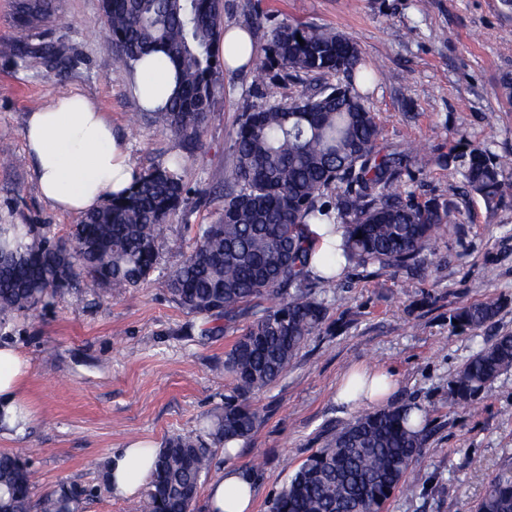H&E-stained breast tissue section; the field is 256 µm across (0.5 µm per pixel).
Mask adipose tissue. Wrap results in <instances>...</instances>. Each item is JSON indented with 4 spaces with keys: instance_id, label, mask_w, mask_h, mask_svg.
Returning <instances> with one entry per match:
<instances>
[{
    "instance_id": "adipose-tissue-1",
    "label": "adipose tissue",
    "mask_w": 512,
    "mask_h": 512,
    "mask_svg": "<svg viewBox=\"0 0 512 512\" xmlns=\"http://www.w3.org/2000/svg\"><path fill=\"white\" fill-rule=\"evenodd\" d=\"M219 52L228 69H246L256 46L247 29L228 26ZM127 81L140 108L154 112L168 105L178 75L171 61L157 52L138 60ZM23 140L41 196L60 212L82 215L101 208L128 190L139 175L111 120L77 91L27 113ZM28 368L22 353L0 346V436L23 439L33 423L34 415L21 392ZM395 385L385 372L360 368L339 387L336 402L349 408L381 402ZM154 452V445L139 440L111 449L108 471L114 497L129 499L142 491L154 471ZM208 497L211 512H251L254 477L247 469L227 468L211 483Z\"/></svg>"
}]
</instances>
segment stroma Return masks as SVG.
I'll list each match as a JSON object with an SVG mask.
<instances>
[{
	"label": "stroma",
	"instance_id": "1",
	"mask_svg": "<svg viewBox=\"0 0 512 512\" xmlns=\"http://www.w3.org/2000/svg\"><path fill=\"white\" fill-rule=\"evenodd\" d=\"M272 23L328 27L355 39L374 78L366 106L389 150L418 144L432 160L407 182L415 197L454 204L425 270L349 267L327 298L328 313L287 374L249 398L260 420L235 456L217 453L210 475L229 466L256 478L254 512H269L274 494L331 433L360 408L336 402L352 367L396 378L388 402L425 409L424 458L383 512H474L490 476L512 466V370L474 407L455 405L449 382L497 336L512 334V197L488 213L479 196L459 193L462 177L448 162L456 132L498 156H512V102L501 83L512 78V5L505 0H224V22L249 26L254 14ZM46 40L65 41L72 63L23 69L0 55V133L11 156L0 157V224H42L67 236L80 216L53 210L31 179L22 129L27 112L76 90L97 103L121 133L138 168L184 160L196 190L186 212L169 219L158 243L156 271L138 289L110 291L86 281L25 314L0 319V344L16 347L29 370L22 394L35 422L27 437H0V451L24 448L35 473L33 499L60 485L83 488L81 512H140V499L114 498L104 466L112 448L130 440L164 445L199 428L203 414L231 390L224 353L250 324L243 313L224 334L187 331L192 316L171 299L166 273L189 252L197 225L219 216L210 187L232 163L243 112L262 105L253 70L225 71L201 145L178 139L139 107L104 29L101 0H53L42 25ZM508 300L481 329H455L449 313L490 296Z\"/></svg>",
	"mask_w": 512,
	"mask_h": 512
}]
</instances>
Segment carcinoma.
<instances>
[{"mask_svg":"<svg viewBox=\"0 0 512 512\" xmlns=\"http://www.w3.org/2000/svg\"><path fill=\"white\" fill-rule=\"evenodd\" d=\"M50 0H18L21 26L50 18ZM105 29L119 64L131 69L142 56L162 51L180 76L169 107L153 116L190 148L198 143L223 85L218 44L224 0H102ZM304 44H299L297 38ZM69 51L62 41L23 54L24 66L54 64ZM274 66L315 78L336 77L318 92L281 101L270 91ZM266 103L245 112L234 134L232 165L224 173L219 220L200 225L195 245L167 275L173 302L211 319L202 336L224 331L243 307L266 297L265 307L224 353L232 390L204 416L199 432L159 448L142 512H193L214 455L245 441L259 414L253 392L274 383L326 318V299L337 274L313 276L308 225L341 224L347 265L420 266L434 251L442 226L457 208L436 199L415 200L401 190L418 153L390 152L357 84L370 81L357 42L326 27L280 24L255 66ZM462 176L461 193L478 195L494 212L512 194L508 162L467 144L451 156ZM190 201L178 155L139 172L122 195L86 215L67 238L33 224H0V313H23L57 297L80 279L106 288L140 287L157 265L156 241L169 218ZM362 238H357V234ZM500 297L467 304L449 316L461 328L480 329L499 315ZM512 369V335L503 334L472 355L449 383L457 405H471ZM428 418L415 405L383 407L359 415L310 455L276 492L270 512H381L423 457ZM33 473L21 450L0 452V490L8 512H31ZM84 491L62 486L45 495L39 512H75ZM476 512H512V474L493 477Z\"/></svg>","mask_w":512,"mask_h":512,"instance_id":"carcinoma-1","label":"carcinoma"}]
</instances>
